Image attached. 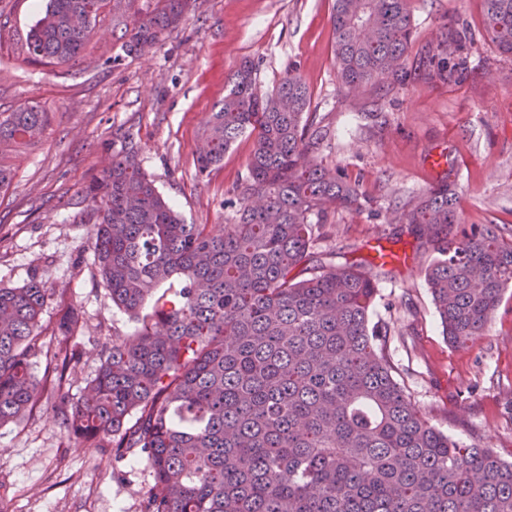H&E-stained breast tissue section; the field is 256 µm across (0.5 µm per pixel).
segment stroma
Here are the masks:
<instances>
[{
    "label": "stroma",
    "mask_w": 512,
    "mask_h": 512,
    "mask_svg": "<svg viewBox=\"0 0 512 512\" xmlns=\"http://www.w3.org/2000/svg\"><path fill=\"white\" fill-rule=\"evenodd\" d=\"M334 0H197L156 53L127 56L104 19L91 56L67 67L28 61L25 40L46 0H0V112L35 101L54 112L45 137L6 159L10 188L0 194V286L33 278L66 283L40 319L43 352L32 373L67 350L65 380L79 397L112 340L134 319L113 306L93 264L90 204L84 186L100 171L116 130L134 133L144 171L189 224L231 221L255 147L245 134L210 175L196 151L227 78L245 59L264 94L298 73L315 121L332 137L319 161L356 181L369 207L339 211L318 246L336 265L370 259L385 237L406 262L378 277L371 319L390 326L394 377L412 404L460 445H479L512 462V288L484 335L462 346L444 338L426 281L433 253L403 220L416 198L441 179L461 196V223L499 225L512 238V58L485 31L481 0H409L415 36L408 83L391 92L351 93L334 66ZM464 25L474 40L462 77L441 85L416 68L422 45L443 25ZM446 170L431 167L435 152ZM83 315L73 335L58 324L67 307ZM151 471L71 437L56 396L0 428V512H145Z\"/></svg>",
    "instance_id": "stroma-1"
}]
</instances>
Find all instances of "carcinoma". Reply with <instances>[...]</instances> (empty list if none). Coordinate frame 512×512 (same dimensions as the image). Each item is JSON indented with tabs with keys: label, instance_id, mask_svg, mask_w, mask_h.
<instances>
[{
	"label": "carcinoma",
	"instance_id": "1",
	"mask_svg": "<svg viewBox=\"0 0 512 512\" xmlns=\"http://www.w3.org/2000/svg\"><path fill=\"white\" fill-rule=\"evenodd\" d=\"M109 0H48L27 39L29 59L66 66L91 48ZM187 0H152L123 25L128 55L156 50ZM484 25L512 57V0H482ZM336 77L349 92L405 85L413 37L407 0H334ZM469 55L446 26L419 54L428 79L457 80ZM245 59L228 77L196 155L210 174L256 134L232 223L187 224L142 170L139 145L117 130L92 206L94 264L112 304L137 319L112 341L76 402L66 363L51 382L69 433L153 473L147 512H512V462L463 448L433 426L393 376L386 324L370 323L374 276L360 264H313L329 211L363 207L358 185L317 163L329 131L307 115L309 93L288 73L264 96ZM54 113L35 103L0 112V159L39 142ZM434 258L425 278L443 335L486 331L512 287V239L461 223L443 178L406 215ZM167 282L177 288L159 291ZM67 286L33 279L0 287V427L42 402L33 358L40 315Z\"/></svg>",
	"mask_w": 512,
	"mask_h": 512
}]
</instances>
